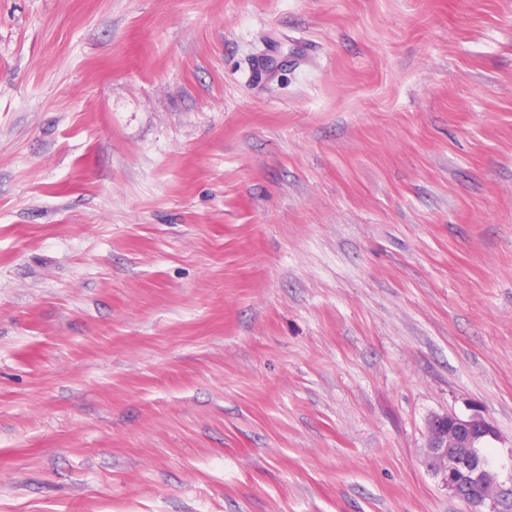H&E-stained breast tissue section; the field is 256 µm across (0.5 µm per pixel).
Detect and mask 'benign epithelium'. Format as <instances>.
<instances>
[{
	"label": "benign epithelium",
	"mask_w": 512,
	"mask_h": 512,
	"mask_svg": "<svg viewBox=\"0 0 512 512\" xmlns=\"http://www.w3.org/2000/svg\"><path fill=\"white\" fill-rule=\"evenodd\" d=\"M427 428L429 464L448 493L483 507L494 503L497 474L482 453V448L497 438L493 424L480 414L450 412L432 416Z\"/></svg>",
	"instance_id": "7a95c632"
}]
</instances>
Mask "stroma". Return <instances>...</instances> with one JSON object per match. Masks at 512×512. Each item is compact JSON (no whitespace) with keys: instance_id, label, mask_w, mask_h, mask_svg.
<instances>
[{"instance_id":"obj_1","label":"stroma","mask_w":512,"mask_h":512,"mask_svg":"<svg viewBox=\"0 0 512 512\" xmlns=\"http://www.w3.org/2000/svg\"><path fill=\"white\" fill-rule=\"evenodd\" d=\"M512 512V0H0V512ZM427 428L429 464L448 493L483 507L494 503L497 474L482 453V448L497 438L493 424L480 414L448 412L432 416Z\"/></svg>"}]
</instances>
